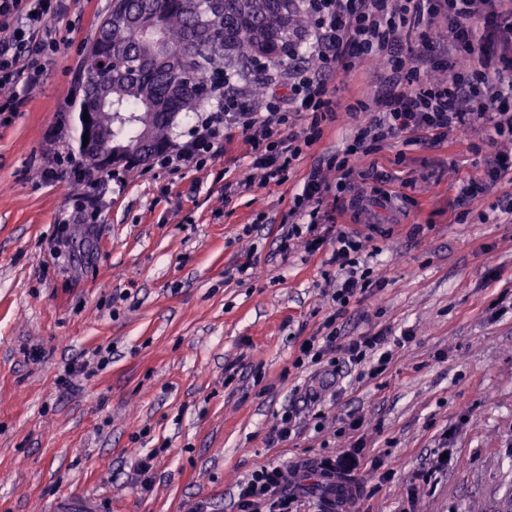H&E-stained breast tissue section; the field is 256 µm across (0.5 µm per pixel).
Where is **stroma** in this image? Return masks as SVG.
Instances as JSON below:
<instances>
[{
    "instance_id": "stroma-1",
    "label": "stroma",
    "mask_w": 512,
    "mask_h": 512,
    "mask_svg": "<svg viewBox=\"0 0 512 512\" xmlns=\"http://www.w3.org/2000/svg\"><path fill=\"white\" fill-rule=\"evenodd\" d=\"M111 9L67 0L43 84L0 125V512H55L89 494L97 512H236L255 467L310 470L355 446L393 475L354 471L347 512H512V216L496 209L512 182L460 197L484 178L470 148L483 130L435 146L398 138L368 156L391 177V208L325 198L381 282L350 304L342 335L404 343L381 377L350 375L323 394L320 429L272 446L277 410L311 378L293 366L298 349L326 335L334 312L322 276L332 245L311 252L299 238L282 251L281 227L310 168L367 120L346 109L373 98L380 69L339 73V119L287 181L229 202L225 180L249 168L238 129L223 154L177 173L155 163L120 182L99 174L91 188L63 166L44 177L49 159L78 152L86 51ZM86 197L97 202L88 220L77 211ZM245 264L249 277H227ZM106 345V370L59 390L65 363ZM351 414L354 432L341 424ZM155 448L145 489L135 460Z\"/></svg>"
}]
</instances>
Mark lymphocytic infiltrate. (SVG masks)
I'll return each mask as SVG.
<instances>
[{"instance_id":"lymphocytic-infiltrate-1","label":"lymphocytic infiltrate","mask_w":512,"mask_h":512,"mask_svg":"<svg viewBox=\"0 0 512 512\" xmlns=\"http://www.w3.org/2000/svg\"><path fill=\"white\" fill-rule=\"evenodd\" d=\"M61 7L62 0H0V91L12 90L11 95L0 94L1 123H9L21 106L14 87L32 91L43 83L47 61L61 43L51 25ZM305 8L314 17L302 36L305 51L296 54L288 69H267L262 104H250L242 96L225 100L223 114L202 119L195 134L161 159V167L177 172L200 164L223 152L225 131L239 129L250 147L251 169L263 183H283L293 162L319 142L323 125L338 118L329 86L333 74L361 60H378L385 71L378 93L365 106L370 119L353 127L349 143L327 166H314L307 174L291 213L308 225H292L289 237L331 223L322 209L329 192L349 194L351 207L362 211L391 202L388 190L356 195L352 184L357 177L370 179L361 165L377 146L403 134L438 145L483 127L491 149L484 164L487 184L512 175V151L502 148L512 143V0H305ZM302 112L310 117L307 126L282 138V126ZM328 166L336 170L332 184L324 173ZM335 241L331 300L341 313L377 282L361 257L358 235L340 230ZM392 359L383 331L354 337L335 329L307 338L294 365L319 367L323 378L300 389L298 400L284 408L270 443L297 434L302 411L314 409L323 391L339 385L341 364L365 366L366 376L374 379ZM295 498L286 487L283 467L268 464L240 485L236 505L238 512H290Z\"/></svg>"}]
</instances>
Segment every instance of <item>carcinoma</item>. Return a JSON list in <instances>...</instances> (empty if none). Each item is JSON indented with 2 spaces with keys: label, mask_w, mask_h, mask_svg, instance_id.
I'll return each instance as SVG.
<instances>
[{
  "label": "carcinoma",
  "mask_w": 512,
  "mask_h": 512,
  "mask_svg": "<svg viewBox=\"0 0 512 512\" xmlns=\"http://www.w3.org/2000/svg\"><path fill=\"white\" fill-rule=\"evenodd\" d=\"M311 24L302 0H112L81 87L83 170L142 171L172 147L180 114L224 110L229 77L251 84L259 103L257 64L286 66L288 43Z\"/></svg>",
  "instance_id": "obj_1"
}]
</instances>
